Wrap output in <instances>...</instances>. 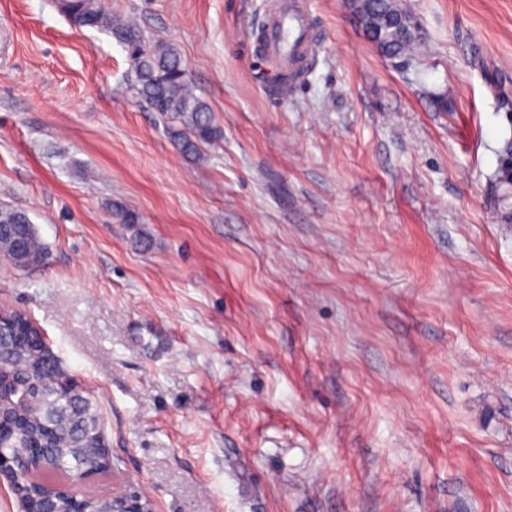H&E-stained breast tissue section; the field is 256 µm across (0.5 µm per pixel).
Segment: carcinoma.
Here are the masks:
<instances>
[{"instance_id": "carcinoma-1", "label": "carcinoma", "mask_w": 512, "mask_h": 512, "mask_svg": "<svg viewBox=\"0 0 512 512\" xmlns=\"http://www.w3.org/2000/svg\"><path fill=\"white\" fill-rule=\"evenodd\" d=\"M58 4L73 25L104 30L123 45L137 94L153 111L181 125L171 129V135L184 153L197 157L200 146L221 137L209 104L195 93L188 68L173 45L144 40L132 21L108 10L105 0H58ZM357 10L372 44L409 64L419 62L424 43L411 32L410 25L417 19L402 3L362 0ZM489 87L499 107L512 110L506 80L496 75L490 78ZM0 213L11 224L10 234L0 237V254L19 259L21 268L41 264L47 247L28 213L7 207ZM112 216L119 224L139 223L135 212L118 203L112 204ZM87 402H93L89 391L78 390L74 376L59 374L43 358L18 364L6 357L0 363V448L9 451L16 470L11 492L25 500L30 512H40L43 490L26 475L29 463L38 460L51 472L73 479L80 467L112 468V459L96 450L102 429L99 415L81 411ZM39 448H85L87 454L82 460L39 453ZM101 507L89 497L58 501L59 512H98Z\"/></svg>"}]
</instances>
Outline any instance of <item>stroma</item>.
<instances>
[{"mask_svg":"<svg viewBox=\"0 0 512 512\" xmlns=\"http://www.w3.org/2000/svg\"><path fill=\"white\" fill-rule=\"evenodd\" d=\"M428 55L384 59L309 0L299 83L255 49L269 0H108L175 46L221 139L182 153L124 48L53 0H0V256L157 512H512V0H403ZM138 214L131 226L113 203ZM1 213L7 224H11V231L8 236L0 237V254L19 259L17 266L21 268L41 264L47 247L39 239L28 213L7 207Z\"/></svg>","mask_w":512,"mask_h":512,"instance_id":"stroma-1","label":"stroma"}]
</instances>
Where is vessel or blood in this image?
I'll return each mask as SVG.
<instances>
[{"label": "vessel or blood", "mask_w": 512, "mask_h": 512, "mask_svg": "<svg viewBox=\"0 0 512 512\" xmlns=\"http://www.w3.org/2000/svg\"><path fill=\"white\" fill-rule=\"evenodd\" d=\"M306 0H276L258 32L257 45L282 75L299 78L316 46Z\"/></svg>", "instance_id": "1"}]
</instances>
